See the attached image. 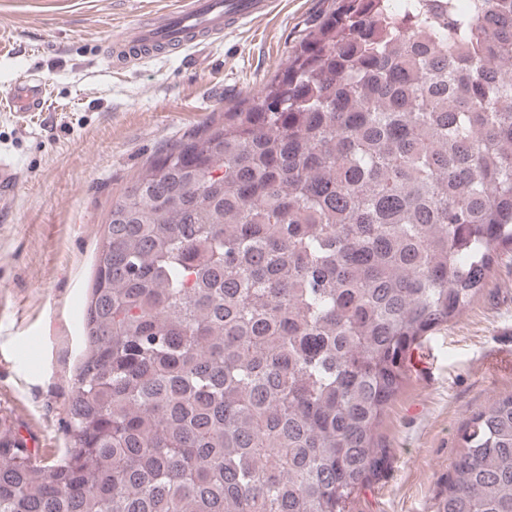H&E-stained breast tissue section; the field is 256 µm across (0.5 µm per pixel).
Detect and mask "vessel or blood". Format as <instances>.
<instances>
[{"mask_svg":"<svg viewBox=\"0 0 512 512\" xmlns=\"http://www.w3.org/2000/svg\"><path fill=\"white\" fill-rule=\"evenodd\" d=\"M273 6L274 0H181L177 8L163 13L159 22L138 24L115 34L106 64L126 69L165 50L206 46L223 36L225 29L267 15ZM44 95L43 82L33 77L20 79L11 90L12 99L28 112L43 107Z\"/></svg>","mask_w":512,"mask_h":512,"instance_id":"obj_1","label":"vessel or blood"}]
</instances>
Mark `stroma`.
Returning a JSON list of instances; mask_svg holds the SVG:
<instances>
[{"instance_id":"stroma-1","label":"stroma","mask_w":512,"mask_h":512,"mask_svg":"<svg viewBox=\"0 0 512 512\" xmlns=\"http://www.w3.org/2000/svg\"><path fill=\"white\" fill-rule=\"evenodd\" d=\"M177 0H0V156L19 171L0 207V413L48 463L70 446L69 400L84 350L96 249L125 186L154 155L224 117L279 71L333 0H276L268 17L211 46L116 72L103 58L121 28ZM46 86L42 111L13 106L15 81ZM512 251L456 321L411 352L386 411L385 451L353 512H437L468 419L512 394Z\"/></svg>"}]
</instances>
